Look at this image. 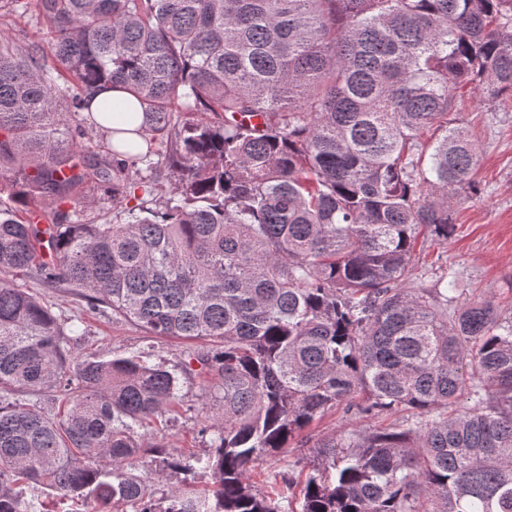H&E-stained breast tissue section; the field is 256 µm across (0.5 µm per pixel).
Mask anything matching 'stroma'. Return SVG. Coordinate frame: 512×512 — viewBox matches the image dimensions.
<instances>
[{
  "instance_id": "obj_1",
  "label": "stroma",
  "mask_w": 512,
  "mask_h": 512,
  "mask_svg": "<svg viewBox=\"0 0 512 512\" xmlns=\"http://www.w3.org/2000/svg\"><path fill=\"white\" fill-rule=\"evenodd\" d=\"M456 104L448 119L467 127L478 145L473 179L480 191L458 196L452 210L454 234L444 242L429 239L418 244L416 263L429 278L440 275L444 267L456 269L467 298L493 299L499 310L508 313L512 311V94L493 99L467 84L458 89ZM84 193L96 200V212L83 213L67 205L63 208L67 221L117 224L123 220V208L113 202L108 189L92 184ZM23 284L39 289L62 320L81 317L86 330L84 353L107 356L115 350H145L154 360L169 361L178 359L184 349L182 340L152 338L111 313L88 310L70 293L38 288L36 280L28 278Z\"/></svg>"
}]
</instances>
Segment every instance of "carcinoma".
I'll return each mask as SVG.
<instances>
[{
  "label": "carcinoma",
  "instance_id": "cac0c4a2",
  "mask_svg": "<svg viewBox=\"0 0 512 512\" xmlns=\"http://www.w3.org/2000/svg\"><path fill=\"white\" fill-rule=\"evenodd\" d=\"M0 1L50 34L47 54L0 39V512H32L21 485L93 512H512V314L413 263L477 191L448 113L461 84L512 93V0ZM105 84L143 121L102 159L71 124ZM158 139L178 177L160 199ZM89 182L136 200L123 223L42 211L92 208ZM19 276L191 345L84 354ZM191 376L222 405L195 409L211 439L183 457L147 427ZM338 409L398 418L319 439L296 510L290 470L254 485ZM297 459L298 456L296 452L290 451V449H288V453L268 458L267 461H265L255 470L254 479L260 485L266 484V481L269 480L268 477L272 474V472L287 468L288 464H294V461Z\"/></svg>",
  "mask_w": 512,
  "mask_h": 512
}]
</instances>
